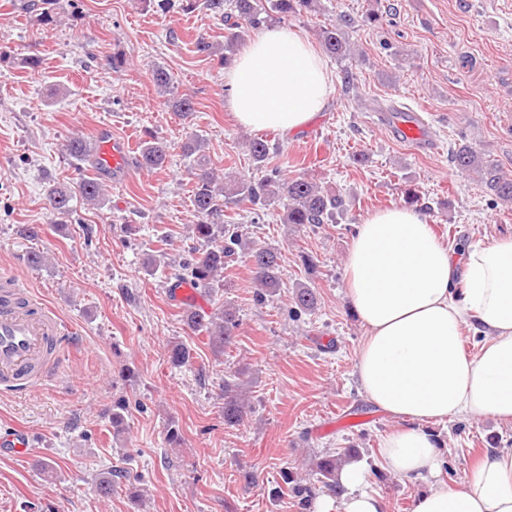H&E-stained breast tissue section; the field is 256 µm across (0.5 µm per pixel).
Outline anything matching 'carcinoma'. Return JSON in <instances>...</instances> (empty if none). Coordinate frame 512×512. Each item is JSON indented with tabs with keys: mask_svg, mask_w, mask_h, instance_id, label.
I'll use <instances>...</instances> for the list:
<instances>
[{
	"mask_svg": "<svg viewBox=\"0 0 512 512\" xmlns=\"http://www.w3.org/2000/svg\"><path fill=\"white\" fill-rule=\"evenodd\" d=\"M319 0H231L230 11L224 13V57L222 64L231 65L235 52L245 41L249 31L259 30L264 24L276 17L288 20L299 17L318 8ZM359 20L349 14H339L336 22L320 28L318 38L324 49L332 56L343 59L350 54L347 30L356 27ZM153 83L159 91L168 96L165 104L172 111L187 120L195 111L194 102L187 94L175 96L174 76L165 68L153 71ZM182 154L190 159L189 174L193 180L192 204L198 220L194 224V234L203 242V246L194 250L188 261L182 265V272L174 274L178 282L188 281L196 288H209L217 281L218 273L224 266L236 259H244L251 264L254 278L259 287L256 299L262 301L280 287L278 252L255 247L245 241L237 228L220 223L224 216V205L229 203H248L262 208L275 202L283 204V222L297 226L318 227L334 220L336 213L345 209L346 202L316 185L304 174L286 177L278 168L270 170L258 179L241 178L232 188L224 183L208 167L203 154L202 140L190 137L181 146ZM67 152L77 163H89L94 160L92 149L84 139L72 138L67 144ZM249 153L256 167L265 166L270 153L267 141L256 138L249 142ZM140 164L149 170H158L166 166L170 157V145L159 139L143 142L140 149ZM455 167L465 173H473L488 195L494 201L512 202V177L506 176L500 166L485 157L469 143L461 144L452 154ZM78 193L86 204L97 205L103 198L104 182L98 179L82 178L77 183ZM46 199L52 214L67 216L73 210V191L66 184L54 183L46 190ZM294 303L301 312H312L317 307L315 291L305 285L295 289ZM187 322L194 330L207 335L211 345L226 350L233 344L234 330L237 328L235 308L224 303V307L210 314L191 311ZM173 366L182 367L190 361V350L175 344L169 351ZM224 393V424H241L249 405L243 394V381L240 372L224 374L222 384ZM340 458L327 455L316 463V474L331 492H337L336 470Z\"/></svg>",
	"mask_w": 512,
	"mask_h": 512,
	"instance_id": "obj_1",
	"label": "carcinoma"
}]
</instances>
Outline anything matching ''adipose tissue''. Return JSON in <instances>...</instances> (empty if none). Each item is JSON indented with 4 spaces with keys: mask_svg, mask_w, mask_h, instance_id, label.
<instances>
[{
    "mask_svg": "<svg viewBox=\"0 0 512 512\" xmlns=\"http://www.w3.org/2000/svg\"><path fill=\"white\" fill-rule=\"evenodd\" d=\"M238 124L283 133L321 112L334 91L322 54L282 26L255 35L225 70ZM345 297L365 336L354 375L366 401L398 420L381 446V464L426 484L413 512H512V450L488 453L451 486L440 481L449 418L490 417L512 425V236L457 251L424 216L393 205L359 225L345 260ZM482 343L463 347L464 328ZM339 500L317 512H383L364 467L338 474Z\"/></svg>",
    "mask_w": 512,
    "mask_h": 512,
    "instance_id": "1",
    "label": "adipose tissue"
}]
</instances>
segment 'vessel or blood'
I'll use <instances>...</instances> for the list:
<instances>
[{
    "label": "vessel or blood",
    "instance_id": "vessel-or-blood-1",
    "mask_svg": "<svg viewBox=\"0 0 512 512\" xmlns=\"http://www.w3.org/2000/svg\"><path fill=\"white\" fill-rule=\"evenodd\" d=\"M391 135L416 151L431 149L427 125L412 112L397 110ZM95 162L100 174L123 184L136 170L127 139L104 131ZM23 279L0 271V393L21 394L50 375V363L64 354L57 313L29 295Z\"/></svg>",
    "mask_w": 512,
    "mask_h": 512
}]
</instances>
